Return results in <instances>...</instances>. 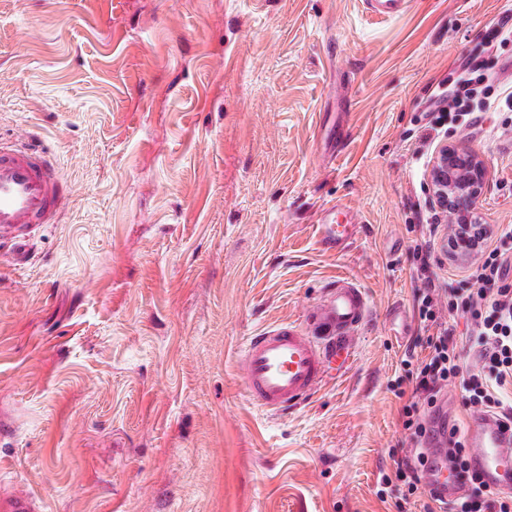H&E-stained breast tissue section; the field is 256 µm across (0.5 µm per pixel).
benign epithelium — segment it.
<instances>
[{"label":"benign epithelium","instance_id":"benign-epithelium-1","mask_svg":"<svg viewBox=\"0 0 512 512\" xmlns=\"http://www.w3.org/2000/svg\"><path fill=\"white\" fill-rule=\"evenodd\" d=\"M485 161L459 144L440 145L428 171V189L438 209L446 213L450 234L444 243L449 260L465 264L476 256L479 228L472 224L475 203L482 195Z\"/></svg>","mask_w":512,"mask_h":512}]
</instances>
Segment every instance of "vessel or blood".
<instances>
[{
	"label": "vessel or blood",
	"mask_w": 512,
	"mask_h": 512,
	"mask_svg": "<svg viewBox=\"0 0 512 512\" xmlns=\"http://www.w3.org/2000/svg\"><path fill=\"white\" fill-rule=\"evenodd\" d=\"M376 16L393 19L408 0H365ZM70 195L58 169L38 147L21 140L0 141V239L24 247L44 224L54 223ZM358 219L344 205L318 218L319 242L343 251L356 234ZM368 314V299L351 277H337L304 323L282 322L246 338L240 350L244 390L254 404L277 413L311 398L324 382L352 364L354 338ZM469 464L491 488L512 492V433L491 416L467 424ZM427 489L452 498L462 491L445 466H428Z\"/></svg>",
	"instance_id": "1"
}]
</instances>
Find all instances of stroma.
Instances as JSON below:
<instances>
[{"mask_svg":"<svg viewBox=\"0 0 512 512\" xmlns=\"http://www.w3.org/2000/svg\"><path fill=\"white\" fill-rule=\"evenodd\" d=\"M0 0V136L72 187L24 264L0 243V499L30 512H424L383 485L411 443L414 249L440 143L486 165L512 224V114L432 131L478 55L512 85V0ZM346 137L337 140V129ZM359 217L339 254L316 213ZM369 300L345 373L272 414L239 350L301 322L336 276ZM400 308L392 319V308ZM408 0H365L368 10L385 19L400 16L408 7Z\"/></svg>","mask_w":512,"mask_h":512,"instance_id":"stroma-1","label":"stroma"}]
</instances>
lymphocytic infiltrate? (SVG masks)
Instances as JSON below:
<instances>
[{
  "instance_id": "obj_1",
  "label": "lymphocytic infiltrate",
  "mask_w": 512,
  "mask_h": 512,
  "mask_svg": "<svg viewBox=\"0 0 512 512\" xmlns=\"http://www.w3.org/2000/svg\"><path fill=\"white\" fill-rule=\"evenodd\" d=\"M484 110L512 112V91H497L483 60L466 57L454 71L453 79L435 94L429 107L439 120L477 126L479 115L474 101ZM487 242L470 263L476 286L467 290L436 287L431 272V251L426 245L415 250L417 275L422 286L417 294L418 316L434 332L426 339L429 354L418 361L414 395L401 410L402 424L412 448L395 472V478L415 494L423 488L426 455L423 447L435 433L433 414L448 383H457L470 411L484 412L512 424V224L487 229ZM448 319H441L440 309ZM470 316L473 324L467 347H460L451 322L455 316ZM445 463L464 486L449 500V512H512V495L490 489L472 471L462 429L451 427Z\"/></svg>"
}]
</instances>
